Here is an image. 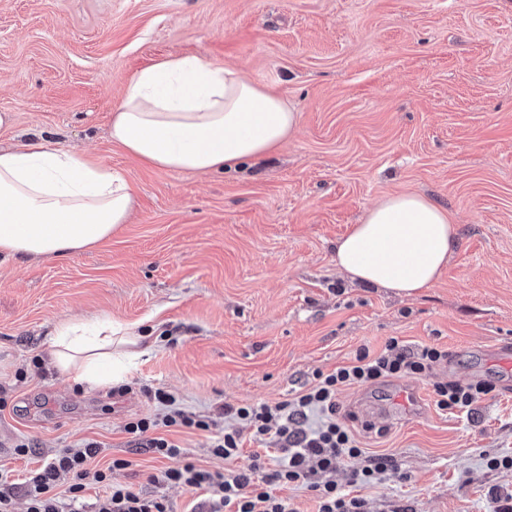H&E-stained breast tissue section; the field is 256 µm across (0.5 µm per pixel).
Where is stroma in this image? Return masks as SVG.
Masks as SVG:
<instances>
[{
    "label": "stroma",
    "mask_w": 512,
    "mask_h": 512,
    "mask_svg": "<svg viewBox=\"0 0 512 512\" xmlns=\"http://www.w3.org/2000/svg\"><path fill=\"white\" fill-rule=\"evenodd\" d=\"M198 54L266 84L299 120L272 154L231 171L153 168L111 141L131 78ZM0 146L37 133L121 172L137 204L93 248L24 261L0 256V470L22 481L56 449L100 445L114 482L192 512L195 494L149 480L190 460L222 468L208 434L170 433L183 457L133 448L123 430L159 408L274 403L316 371L393 337L447 348L429 376L355 385L342 414L396 469L362 489L367 512H494L512 495V0H0ZM393 193L447 210L459 243L415 297L338 272L337 239ZM109 318L146 336L127 391L48 365L69 319ZM24 381H16L18 369ZM485 382L469 413L436 409L433 384ZM416 387L418 415L398 392ZM30 452L19 457L17 444Z\"/></svg>",
    "instance_id": "stroma-1"
}]
</instances>
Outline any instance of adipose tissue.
<instances>
[{
	"instance_id": "obj_1",
	"label": "adipose tissue",
	"mask_w": 512,
	"mask_h": 512,
	"mask_svg": "<svg viewBox=\"0 0 512 512\" xmlns=\"http://www.w3.org/2000/svg\"><path fill=\"white\" fill-rule=\"evenodd\" d=\"M298 115L264 84L201 55L167 57L136 73L112 113L110 135L141 162L171 171L227 170L280 148ZM135 198L111 167L36 139L0 148V255L65 256L127 223ZM458 243L447 211L417 194L387 196L336 242L351 280L413 296L431 287ZM144 336L109 320H69L50 362L93 386L122 381Z\"/></svg>"
}]
</instances>
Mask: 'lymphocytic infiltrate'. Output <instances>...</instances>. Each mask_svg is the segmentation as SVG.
Returning <instances> with one entry per match:
<instances>
[{
	"instance_id": "lymphocytic-infiltrate-1",
	"label": "lymphocytic infiltrate",
	"mask_w": 512,
	"mask_h": 512,
	"mask_svg": "<svg viewBox=\"0 0 512 512\" xmlns=\"http://www.w3.org/2000/svg\"><path fill=\"white\" fill-rule=\"evenodd\" d=\"M447 359L445 348L422 345L412 349L393 337L379 353L359 350L349 364L316 372L309 388L272 404L227 403L218 413H197L181 407L172 393L155 390L150 397L161 406V414L129 421L124 430L135 447L163 458L181 456L182 450L161 436V429L209 433L210 452L224 460V470L212 471L187 461L150 477L155 484L199 493L197 512H295L278 494L287 486L313 492L319 503L317 512H365L366 501L356 495V488L381 479L393 470L394 461L361 448L340 415V395L356 384L427 376ZM489 391L485 383H439L433 387L432 400L438 410L460 412L469 410ZM245 428L255 441H272L276 455L268 460L255 453L247 465L238 466ZM99 452L93 442L60 449L20 483L1 473L0 512H14L19 494L26 500V512H83L84 493L92 484L104 489L94 502V512H170L165 497H147L131 486L112 482V471L128 468L131 462L116 458L109 468L99 469L94 465ZM358 458L363 459V466L352 470L348 488H341L335 480L337 469ZM62 483L69 493L64 500L56 494Z\"/></svg>"
}]
</instances>
